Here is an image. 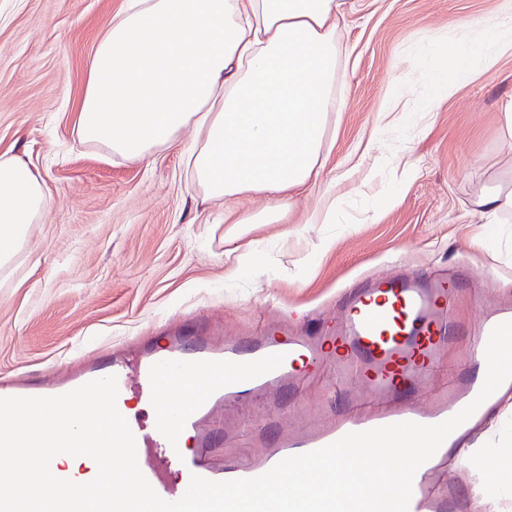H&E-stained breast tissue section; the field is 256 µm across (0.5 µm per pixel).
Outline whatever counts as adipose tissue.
Wrapping results in <instances>:
<instances>
[{"mask_svg":"<svg viewBox=\"0 0 512 512\" xmlns=\"http://www.w3.org/2000/svg\"><path fill=\"white\" fill-rule=\"evenodd\" d=\"M344 0H123L96 43L77 115L80 144L142 160L192 131L209 202L252 194L228 224H283L323 167L336 106ZM50 204L38 170L0 154V278Z\"/></svg>","mask_w":512,"mask_h":512,"instance_id":"ef3b65f1","label":"adipose tissue"}]
</instances>
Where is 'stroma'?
Wrapping results in <instances>:
<instances>
[{
  "instance_id": "stroma-1",
  "label": "stroma",
  "mask_w": 512,
  "mask_h": 512,
  "mask_svg": "<svg viewBox=\"0 0 512 512\" xmlns=\"http://www.w3.org/2000/svg\"><path fill=\"white\" fill-rule=\"evenodd\" d=\"M348 2L324 170L287 223L243 233L223 204L200 202L181 146L130 161L78 143L89 59L122 0H0V152L32 162L50 196L0 280L1 382L76 374L177 331L321 333L339 320L343 285L402 271L457 279L459 333L442 359L447 370L465 364L482 303L512 305V213L491 226L471 214L483 186L512 178L501 125L512 48L473 76L445 71L457 90L442 102L428 62L443 39L512 12V0ZM329 201L335 222L314 223ZM487 234L490 247L476 250ZM249 245L263 264L237 270ZM326 405L315 379L279 413L248 400L225 422L289 431L314 426ZM497 406L448 458L467 512H512V492L498 488L512 468V396Z\"/></svg>"
}]
</instances>
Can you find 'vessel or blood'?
Listing matches in <instances>:
<instances>
[{"instance_id": "vessel-or-blood-1", "label": "vessel or blood", "mask_w": 512, "mask_h": 512, "mask_svg": "<svg viewBox=\"0 0 512 512\" xmlns=\"http://www.w3.org/2000/svg\"><path fill=\"white\" fill-rule=\"evenodd\" d=\"M457 291V282L444 274L376 278L348 287L342 325L315 338L281 339L264 332L245 342L216 346L202 336L190 341L171 336L140 356L135 373H128L119 361L106 360L56 385L0 388V397L57 396L113 375L117 408L124 413L132 386H139L150 396L151 425L131 427L138 465L154 491L174 502L195 475L216 482L251 479L285 458L323 448L352 432L401 422L436 424L458 413L476 398L482 380L450 383L428 408L414 403L426 376L437 370L442 347L457 332ZM507 321H512V308L484 315L472 351L474 362L485 363L491 331ZM324 367L330 370L336 395L359 383L381 400V407L366 414L337 412L314 429L281 436L271 447L239 458L221 454L220 408L247 394L294 387ZM469 429V424L460 425L416 471L408 512H461L454 486L437 482L435 475L447 461L449 448ZM186 438L191 448L183 447Z\"/></svg>"}]
</instances>
